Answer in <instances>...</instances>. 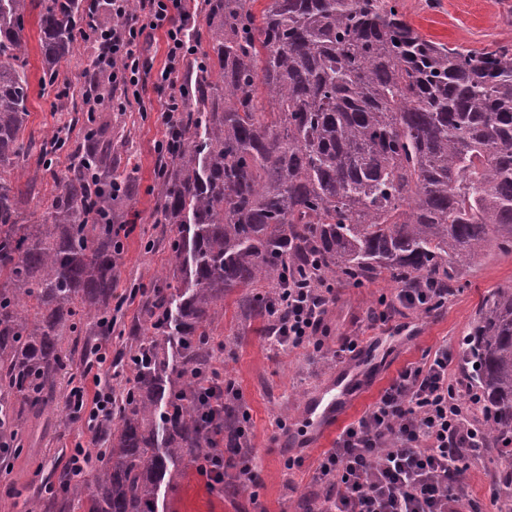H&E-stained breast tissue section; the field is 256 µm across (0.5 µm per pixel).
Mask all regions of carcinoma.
<instances>
[{
  "instance_id": "carcinoma-1",
  "label": "carcinoma",
  "mask_w": 512,
  "mask_h": 512,
  "mask_svg": "<svg viewBox=\"0 0 512 512\" xmlns=\"http://www.w3.org/2000/svg\"><path fill=\"white\" fill-rule=\"evenodd\" d=\"M201 0L205 62L186 70L179 144L157 171L159 224H174L168 274L144 297L145 328L120 359L134 378L104 431L92 483L60 471L51 506L159 512L175 467L210 451L197 377L224 316H268L288 276L455 287L492 246L512 250V45L480 50L422 37L396 0ZM38 10L42 84L98 18V0H0V448L31 452L62 376L112 333L120 244L112 225L110 140L87 113L76 172L36 224L12 177L44 163L22 133L25 16ZM177 344L176 377L163 375ZM490 439L512 441V288H497L463 345Z\"/></svg>"
}]
</instances>
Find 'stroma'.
Listing matches in <instances>:
<instances>
[{
    "instance_id": "obj_1",
    "label": "stroma",
    "mask_w": 512,
    "mask_h": 512,
    "mask_svg": "<svg viewBox=\"0 0 512 512\" xmlns=\"http://www.w3.org/2000/svg\"><path fill=\"white\" fill-rule=\"evenodd\" d=\"M399 9L426 38L453 47L480 49L494 43L512 44V0H399ZM28 44V75L31 84L29 117L25 140L41 141L63 130L70 143H83L86 130L81 120L95 109L98 123L108 128L116 144L112 167L119 183L128 189L112 209V222L123 244L118 259L116 295L127 296L138 287L148 288L167 268L168 238L175 227L155 221L153 192L160 162L154 145L160 137L157 112L113 110L111 101L91 104L83 90L89 82L109 89L108 74L96 70L94 47L79 42L61 61L62 79L71 85L68 98L59 100L52 88L42 87V53L38 18L25 21ZM336 302L326 318L328 334L325 361H317L311 350H288L272 342L259 319L241 317L233 298L224 301V317L213 335L224 344V373L242 392L250 413V446L256 456L254 483L245 491L232 493L210 486L196 463L185 462L182 473L163 493L164 512H308L318 486L312 476L322 452L331 448L334 435H327L310 448L289 447V425L305 409L306 402L332 379L340 363L333 355L340 336L374 339L373 364L356 384L357 399L343 416V423L358 418L408 364L420 362L427 351L441 345L456 349L468 333L484 298L496 288L512 287V254L492 251L477 266L464 271L447 308L432 313L405 311L397 316L403 330L388 338L385 325H370L367 313L380 298L394 299L396 290L384 279L354 285L336 280ZM140 303L129 300L113 315L111 356L129 344L127 329L140 321ZM55 422L40 446L38 463L27 458L0 459V512H26L31 499L47 500L49 487L63 469L75 444L91 447L86 422L66 417L63 404L54 408ZM302 456L304 463L288 469L289 456ZM512 465L497 448H490L471 462L468 485L482 512H512L506 498L496 495L501 475Z\"/></svg>"
}]
</instances>
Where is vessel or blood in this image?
Wrapping results in <instances>:
<instances>
[{
    "label": "vessel or blood",
    "instance_id": "vessel-or-blood-1",
    "mask_svg": "<svg viewBox=\"0 0 512 512\" xmlns=\"http://www.w3.org/2000/svg\"><path fill=\"white\" fill-rule=\"evenodd\" d=\"M369 363V356H362L357 369L339 372L320 394L307 403L301 425L293 430L298 440L319 442L335 427L354 400V380L365 374Z\"/></svg>",
    "mask_w": 512,
    "mask_h": 512
}]
</instances>
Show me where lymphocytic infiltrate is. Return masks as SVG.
<instances>
[{
  "mask_svg": "<svg viewBox=\"0 0 512 512\" xmlns=\"http://www.w3.org/2000/svg\"><path fill=\"white\" fill-rule=\"evenodd\" d=\"M110 6L114 25L91 32L96 62L120 91L119 108L146 111L142 91L147 80L168 88L155 144L157 154L166 155L179 138L186 91L177 78L197 52L191 38L196 17L188 0H140L134 13L128 0H110ZM156 31L164 35L166 55L163 67L154 72L142 56L145 37ZM450 295L449 289L434 286L401 290L369 318L384 323L403 308L438 311L447 307ZM335 300V286L328 281L289 289L288 319L275 326L272 340L289 350L322 352L325 320ZM458 360V353L444 345L427 353L421 362L403 368L359 418L343 427L314 469L313 479L323 490L316 512H464L469 507L465 472L488 444L476 422L483 411L480 394L456 378L452 366ZM70 395L74 412L85 416L89 428L111 422V386H76ZM228 460L237 465L240 484L253 481L255 457L246 445L229 459L222 448H213L198 470L210 485H219Z\"/></svg>",
  "mask_w": 512,
  "mask_h": 512,
  "instance_id": "obj_1",
  "label": "lymphocytic infiltrate"
}]
</instances>
